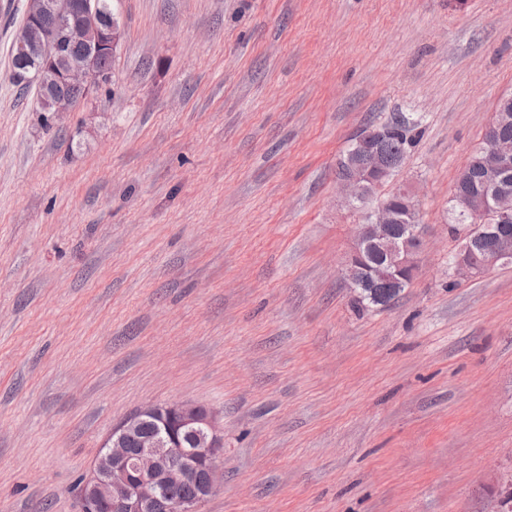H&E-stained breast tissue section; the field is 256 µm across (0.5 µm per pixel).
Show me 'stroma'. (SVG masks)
Wrapping results in <instances>:
<instances>
[{
    "instance_id": "stroma-1",
    "label": "stroma",
    "mask_w": 512,
    "mask_h": 512,
    "mask_svg": "<svg viewBox=\"0 0 512 512\" xmlns=\"http://www.w3.org/2000/svg\"><path fill=\"white\" fill-rule=\"evenodd\" d=\"M0 0V512H80L125 417L224 430L201 512H490L512 481V266L448 199L512 92V0H119L112 81L40 111ZM420 117V270L360 311L337 167ZM489 213L491 218H476L473 213L463 209L455 199L448 200V215L450 232L453 235H460L472 231V224H486V230L477 235L472 234L474 239L479 241L482 257L475 260L468 246L462 245L455 254L454 259L449 263L450 270L454 275L460 273L478 274L497 265L509 262L512 265V203L497 195L491 197L476 215ZM506 264V265H508Z\"/></svg>"
}]
</instances>
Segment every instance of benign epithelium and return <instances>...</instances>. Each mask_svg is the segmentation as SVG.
Listing matches in <instances>:
<instances>
[{
	"label": "benign epithelium",
	"mask_w": 512,
	"mask_h": 512,
	"mask_svg": "<svg viewBox=\"0 0 512 512\" xmlns=\"http://www.w3.org/2000/svg\"><path fill=\"white\" fill-rule=\"evenodd\" d=\"M121 25L115 14H103L101 0H29L19 34V50L35 60L32 78L38 85V106L52 112H67L68 98L59 97L60 87L84 93L110 83L100 62L116 53ZM82 47L73 54L70 49ZM362 159L349 166L339 179L346 203L361 200L366 185H377L391 168L376 142L358 139ZM485 178L495 182L512 171V143L493 138L484 150ZM490 214L494 223L475 235L482 257L478 260L463 245L449 263L453 274H478L512 260V202L494 195L479 214ZM394 216L383 202L358 225L352 253L344 274L353 278L366 248L377 247L382 263L377 275L401 288L417 274L423 247L418 224L404 237L393 235ZM155 432L142 436L146 425ZM137 447H128V440ZM224 432L213 410L189 401L148 405L125 418L103 442L102 452L81 486V512H200V504L218 487ZM192 484L191 498L163 495L166 487Z\"/></svg>",
	"instance_id": "7a95c632"
}]
</instances>
